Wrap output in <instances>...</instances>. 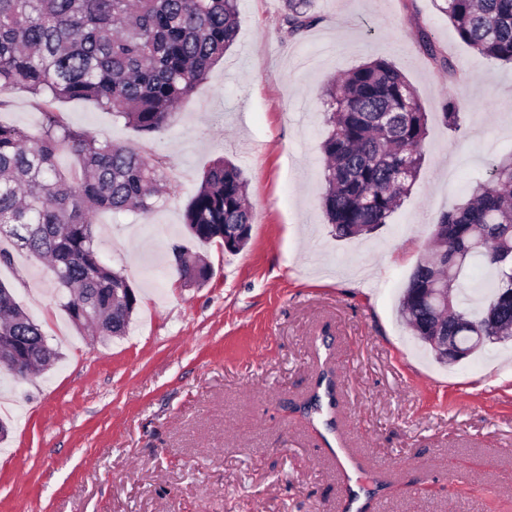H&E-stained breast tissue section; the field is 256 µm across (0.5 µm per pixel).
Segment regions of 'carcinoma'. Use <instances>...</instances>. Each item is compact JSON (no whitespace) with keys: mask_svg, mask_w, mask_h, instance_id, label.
<instances>
[{"mask_svg":"<svg viewBox=\"0 0 512 512\" xmlns=\"http://www.w3.org/2000/svg\"><path fill=\"white\" fill-rule=\"evenodd\" d=\"M238 0H0V110L7 95L28 93L40 111L38 127L0 123V237L17 250L49 262L62 307L82 331L100 336L128 332L138 297L127 279L100 255L95 216L102 210L152 214L172 189L165 157L100 141L71 126L57 103L89 100L124 120L147 141L175 122V109L206 79L238 33ZM437 9L476 52L512 64V0H440ZM283 25L294 38L319 17L313 0H283ZM419 38L448 77L451 60L428 34ZM328 132L322 142L321 203L338 238L369 234L388 222L415 184L425 157L427 112L404 74L375 59L327 82L323 90ZM444 123L459 127V105L446 100ZM67 151L78 169L64 172ZM190 239L219 243L228 252L249 241L247 179L220 157L204 171L188 201ZM440 238L419 261L403 289L400 312L420 341L452 333L470 343L464 320L485 319L486 335L512 336V314L500 301L512 294V153L489 165L486 182L444 213ZM175 270L205 286L213 269L184 244L171 248ZM480 265L492 270L484 288L466 278ZM448 287L451 308L425 302L420 290ZM25 345L26 372L51 366L58 353L42 329L0 283V345Z\"/></svg>","mask_w":512,"mask_h":512,"instance_id":"carcinoma-1","label":"carcinoma"}]
</instances>
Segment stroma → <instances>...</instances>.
Instances as JSON below:
<instances>
[{
  "label": "stroma",
  "mask_w": 512,
  "mask_h": 512,
  "mask_svg": "<svg viewBox=\"0 0 512 512\" xmlns=\"http://www.w3.org/2000/svg\"><path fill=\"white\" fill-rule=\"evenodd\" d=\"M314 12L289 38L282 0H238L234 44L151 143L171 194L146 218L97 215L103 260L138 296L127 336L79 334L37 259L0 267L61 355L31 379L0 376L17 411L0 443V512H341V476L292 411L322 339L361 478L391 483L371 512H512V343L443 365L397 310L441 215L512 152V66L462 42L432 0H315ZM422 29L458 80L422 50ZM377 58L423 102L425 161L388 224L339 239L319 200L322 91ZM450 96L456 131L440 117ZM59 108L97 139L142 143L92 102ZM219 157L248 180L250 239L236 254L190 243L213 276L185 288L171 247L187 241L185 206Z\"/></svg>",
  "instance_id": "stroma-1"
}]
</instances>
